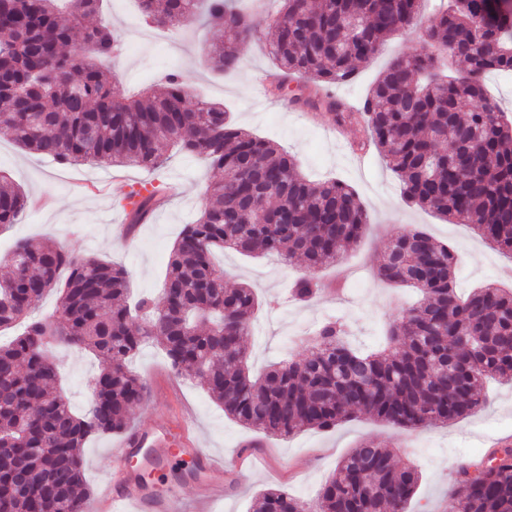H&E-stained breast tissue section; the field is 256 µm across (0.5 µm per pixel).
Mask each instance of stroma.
Instances as JSON below:
<instances>
[{"label":"stroma","instance_id":"stroma-1","mask_svg":"<svg viewBox=\"0 0 512 512\" xmlns=\"http://www.w3.org/2000/svg\"><path fill=\"white\" fill-rule=\"evenodd\" d=\"M277 11L275 0L255 6L249 21L253 37L238 46L239 63L230 73L213 72L206 60L210 46L223 43L224 32L206 24L183 29L145 27L136 0H105L102 18L121 33L125 49L102 65L118 96L148 88L170 70L182 72L194 94L222 102L232 121L257 136L270 139L292 153L299 170L313 181L337 179L358 193L370 229L358 244L345 249L339 263L314 272L302 263L288 266L276 259L248 258L235 251L218 256L228 287L245 283L262 302L246 338L251 374L270 363L306 356L307 339L323 320L341 318L352 346L376 348L388 325L401 319L414 297L412 290L387 284L375 275L392 239L412 226L451 245L457 256L455 280L459 292L495 283L512 288V259L486 244L470 226L453 224L431 211L408 205L400 184L377 149L364 157L349 145L368 136L365 125L336 126L331 111L288 101L286 94L261 95L259 74L272 71L263 35ZM435 20L425 11L421 26L397 31L369 63L359 65L355 78L333 87L336 99L360 104L380 72L396 58L426 51L420 27ZM164 165L157 170L134 167L64 165L21 150L0 129V175L6 176L38 201L21 220L0 232V256L16 239L44 238L80 256H95L128 272L130 300L158 294L174 241L183 225L193 223L205 203L213 170L198 158L165 147ZM110 177L136 186L151 181L177 184L179 194L159 208L150 221L130 237L114 235L125 221L113 195H96L87 183ZM313 274L324 290L313 301L299 304L289 296L293 279ZM63 394L75 411L91 397L98 362L88 352L60 353ZM143 380H175L177 393L146 396L131 413L132 426L149 427L169 414L189 409L199 440L222 457L223 470L213 479L224 486V500L216 512H252L256 497L283 487L306 501L316 499L338 461L362 441L395 449L400 460L412 461L421 474L420 485L407 512H453L448 489L456 479V461L487 451L492 442L512 441V384L490 382L489 405L466 419L446 425L402 431L361 414L335 428L304 430L288 437H267L225 416L208 393L193 381L175 378L162 352L145 344L129 363Z\"/></svg>","mask_w":512,"mask_h":512}]
</instances>
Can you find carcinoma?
Segmentation results:
<instances>
[{
  "label": "carcinoma",
  "mask_w": 512,
  "mask_h": 512,
  "mask_svg": "<svg viewBox=\"0 0 512 512\" xmlns=\"http://www.w3.org/2000/svg\"><path fill=\"white\" fill-rule=\"evenodd\" d=\"M100 0H0V128L24 150L59 162L98 166L163 164L173 143L224 176L210 183L200 217L184 226L161 293L128 303L127 272L97 257L33 239L0 258V512H84L90 490L82 450L97 434L119 433L146 394L128 363L156 342L177 375L197 381L224 414L266 436L328 429L365 412L401 430L448 424L487 404L485 382H512V290L488 284L467 296L454 280L456 255L412 227L387 247L377 276L415 288L420 299L392 323L384 345L360 351L344 326L326 321L301 360L250 375L243 336L259 306L253 288L224 286L213 254L275 255L310 270L339 261L369 228L356 192L335 180L310 181L293 155L235 127L224 105L192 95L180 72L156 90L114 102L98 59L119 41L109 25L87 24ZM151 27H189L199 18L224 29L207 53L214 70L237 62L252 35L239 0H140ZM267 33L274 66L317 91L346 84L356 65L414 24L421 0H281ZM432 48L400 56L371 86L362 107L336 121L362 122L411 205L467 224L512 257V119L488 94L487 74H512V0H450L422 33ZM466 62L446 79L437 57ZM131 224L157 195L124 197ZM29 197L0 176V227L17 223ZM54 311L31 316L44 295ZM91 352L100 372L83 414L57 389L53 352ZM458 466L449 494L457 512H512V446ZM421 480L410 463L372 442L352 449L313 502L268 489L254 512H406Z\"/></svg>",
  "instance_id": "cac0c4a2"
}]
</instances>
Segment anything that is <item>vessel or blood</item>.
<instances>
[{"label":"vessel or blood","instance_id":"obj_1","mask_svg":"<svg viewBox=\"0 0 512 512\" xmlns=\"http://www.w3.org/2000/svg\"><path fill=\"white\" fill-rule=\"evenodd\" d=\"M108 454L112 469L87 503L86 512H183L178 488L154 485L142 477L146 471H165L178 458L193 462L187 479L198 491V512H211L224 498L210 480L213 472L223 469L224 462L202 448L185 415L126 433L112 443Z\"/></svg>","mask_w":512,"mask_h":512}]
</instances>
